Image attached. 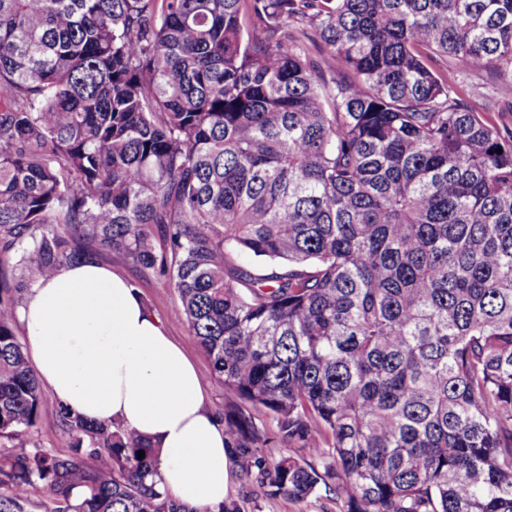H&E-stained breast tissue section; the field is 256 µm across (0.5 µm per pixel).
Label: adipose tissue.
<instances>
[{
  "mask_svg": "<svg viewBox=\"0 0 512 512\" xmlns=\"http://www.w3.org/2000/svg\"><path fill=\"white\" fill-rule=\"evenodd\" d=\"M17 317L58 404L145 437L168 493L219 512L232 476L224 427L205 407L195 365L136 288L101 263L73 266L36 283Z\"/></svg>",
  "mask_w": 512,
  "mask_h": 512,
  "instance_id": "1",
  "label": "adipose tissue"
}]
</instances>
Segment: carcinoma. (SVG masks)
<instances>
[{
	"mask_svg": "<svg viewBox=\"0 0 512 512\" xmlns=\"http://www.w3.org/2000/svg\"><path fill=\"white\" fill-rule=\"evenodd\" d=\"M506 70L512 0H0V512H199L117 424L26 439L16 309L106 250L178 293L265 495L512 512V130L453 94Z\"/></svg>",
	"mask_w": 512,
	"mask_h": 512,
	"instance_id": "obj_1",
	"label": "carcinoma"
}]
</instances>
